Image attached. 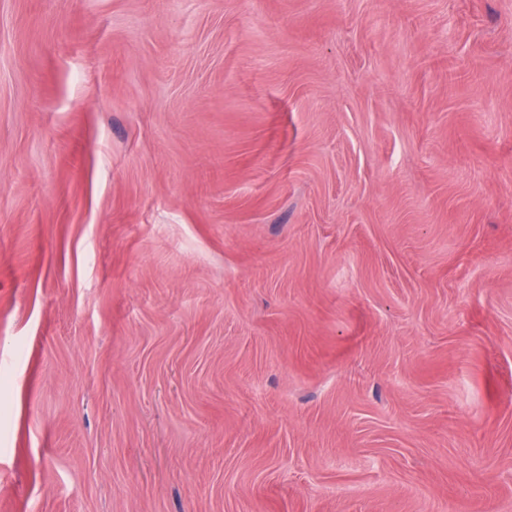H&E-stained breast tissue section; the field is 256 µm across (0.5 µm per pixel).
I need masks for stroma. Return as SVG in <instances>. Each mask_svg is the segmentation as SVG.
<instances>
[{
  "label": "stroma",
  "instance_id": "35a3bbf8",
  "mask_svg": "<svg viewBox=\"0 0 512 512\" xmlns=\"http://www.w3.org/2000/svg\"><path fill=\"white\" fill-rule=\"evenodd\" d=\"M0 512H512V0H0Z\"/></svg>",
  "mask_w": 512,
  "mask_h": 512
}]
</instances>
